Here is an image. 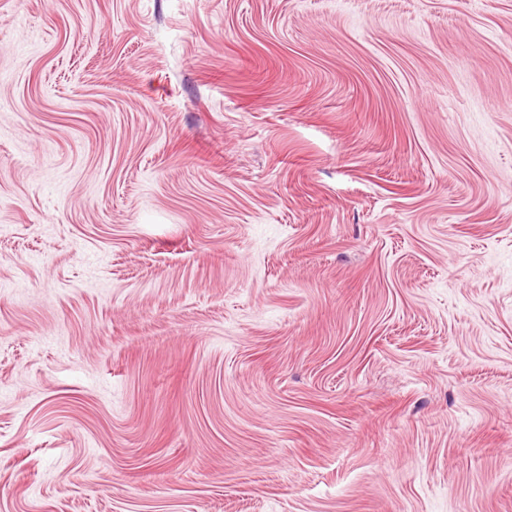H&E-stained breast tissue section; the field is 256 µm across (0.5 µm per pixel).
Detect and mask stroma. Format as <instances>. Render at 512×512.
I'll return each instance as SVG.
<instances>
[{
  "label": "stroma",
  "instance_id": "35a3bbf8",
  "mask_svg": "<svg viewBox=\"0 0 512 512\" xmlns=\"http://www.w3.org/2000/svg\"><path fill=\"white\" fill-rule=\"evenodd\" d=\"M0 512H512V0H0Z\"/></svg>",
  "mask_w": 512,
  "mask_h": 512
}]
</instances>
